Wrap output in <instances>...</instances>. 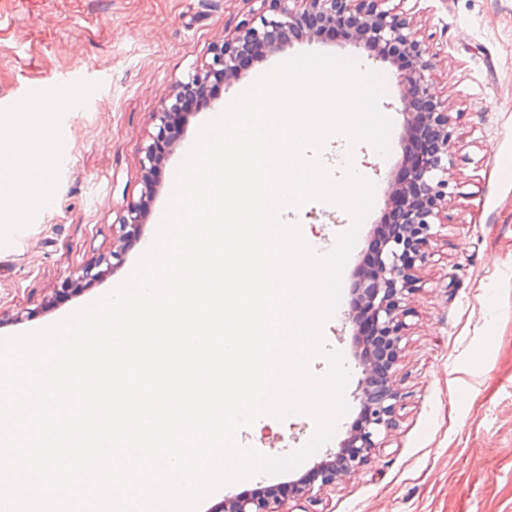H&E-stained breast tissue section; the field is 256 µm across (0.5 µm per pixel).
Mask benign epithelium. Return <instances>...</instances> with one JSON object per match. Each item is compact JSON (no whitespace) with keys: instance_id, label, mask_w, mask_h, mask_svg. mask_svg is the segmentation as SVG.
<instances>
[{"instance_id":"1","label":"benign epithelium","mask_w":512,"mask_h":512,"mask_svg":"<svg viewBox=\"0 0 512 512\" xmlns=\"http://www.w3.org/2000/svg\"><path fill=\"white\" fill-rule=\"evenodd\" d=\"M261 11L252 19L240 23L236 31L224 39L213 52L212 60L196 70L181 91L200 94L205 81L214 74H224L229 84L244 71L240 58L248 49L265 57L280 52L288 43V35L304 26L315 35V26L322 24L346 30L345 42L357 48L373 51L381 60L395 59L403 53L406 64L396 73L401 114L404 126L413 130L424 125L435 147L403 159L406 179L392 176L387 206L399 208L405 223L396 226L381 243L372 266L357 287L345 316L354 327L364 320L374 329V335L389 343L387 355L371 349L356 354L363 366V378L358 382L355 398L360 402L362 418L336 453V460L317 466L310 481L290 483L276 488L260 487L235 497L224 512H284L285 501L303 500L311 505L305 512H316L320 491L333 486L343 476L367 466L376 449L382 447V435L396 426V409L403 398L396 384L394 368L398 362L400 342L405 330L407 310L403 303L412 291L416 264L430 261V242L437 237L436 224H444L442 202L448 196V162L451 157L453 130L448 111L432 95L433 72L436 67L422 44L411 36V18L393 8H383L388 0H260ZM175 101L162 104L154 113L158 132L153 143L144 148L143 170L150 172L157 161L156 142L166 136V126L179 107ZM144 201H131L119 224L120 238L135 237L142 223ZM121 260L114 252L100 257L95 263L68 271L64 279L69 287L76 282L93 281L101 276L99 267L111 265L110 259Z\"/></svg>"}]
</instances>
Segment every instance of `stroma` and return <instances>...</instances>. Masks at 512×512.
Listing matches in <instances>:
<instances>
[{
	"label": "stroma",
	"instance_id": "1",
	"mask_svg": "<svg viewBox=\"0 0 512 512\" xmlns=\"http://www.w3.org/2000/svg\"><path fill=\"white\" fill-rule=\"evenodd\" d=\"M410 14L411 32L437 55L433 91L453 128L448 222L431 261L415 270L396 382L406 397L396 427L364 470L320 493L319 512H512V0H390ZM260 7L258 0H0V131L36 96L54 114L27 130L50 165L53 205L28 194L21 210L0 208V337L49 327L121 284L151 243L208 107L187 114L186 132L158 164L154 194L138 236L121 239L127 203L143 190L142 150L157 132L163 101L212 56L215 45ZM301 52L355 58L386 77L384 112L393 120L390 153L354 149L358 171L376 183L342 278L327 342L345 355L348 391L361 376L354 332L344 320L368 244L386 217L387 176L403 158V116L395 66L371 52L302 36L256 62L221 94L229 100ZM98 85L77 101L78 87ZM308 244L344 231L340 208L312 202L286 212ZM22 232H14V225ZM121 252L97 280L60 299L68 270ZM359 414L358 401L334 437L298 470L225 485L200 512L225 498L272 486L336 453ZM308 416L261 418L239 438L276 456L313 434Z\"/></svg>",
	"mask_w": 512,
	"mask_h": 512
}]
</instances>
